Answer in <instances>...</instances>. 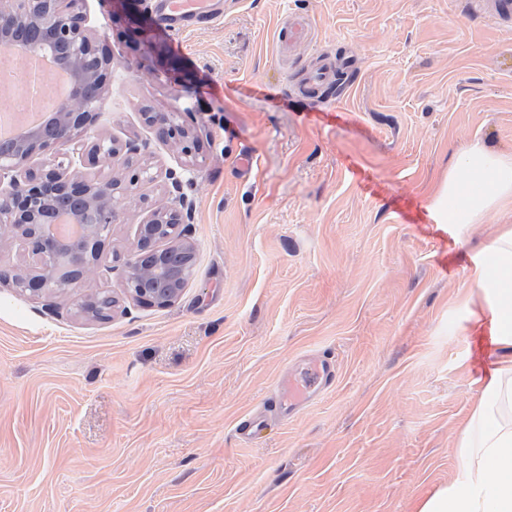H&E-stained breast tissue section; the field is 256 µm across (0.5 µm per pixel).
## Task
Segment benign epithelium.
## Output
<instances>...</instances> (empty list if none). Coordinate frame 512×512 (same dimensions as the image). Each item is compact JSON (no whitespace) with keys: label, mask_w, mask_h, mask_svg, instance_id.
<instances>
[{"label":"benign epithelium","mask_w":512,"mask_h":512,"mask_svg":"<svg viewBox=\"0 0 512 512\" xmlns=\"http://www.w3.org/2000/svg\"><path fill=\"white\" fill-rule=\"evenodd\" d=\"M82 0H0V47L20 40L28 47V62L57 47L72 73L68 98L52 112L46 126L0 141V251L18 244L35 260L28 267L0 266V287L18 288L37 298H57L99 269L103 247L121 221L119 198L134 199L139 185L153 179L151 166L138 160L140 149L93 131L100 94L112 75V56L102 40L89 32L81 13ZM148 122L163 137L198 162L199 136L191 112H147ZM54 153L34 167V155ZM105 165L109 173L87 178L78 165ZM173 191L167 201L145 204L147 217L137 225L133 246L112 250L107 270L122 271L121 295L98 290L75 303L76 313L102 320L121 302L163 308L175 303L195 269L196 245L187 222L188 204L180 193L182 180L166 173ZM70 199L79 205L74 216L82 227L72 241L55 236L45 216L53 202ZM112 300L101 309V295Z\"/></svg>","instance_id":"obj_1"}]
</instances>
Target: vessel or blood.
I'll return each mask as SVG.
<instances>
[{
  "label": "vessel or blood",
  "mask_w": 512,
  "mask_h": 512,
  "mask_svg": "<svg viewBox=\"0 0 512 512\" xmlns=\"http://www.w3.org/2000/svg\"><path fill=\"white\" fill-rule=\"evenodd\" d=\"M467 13L497 27L512 29V0H467ZM217 17L213 0H165L158 24L168 34L179 36L189 30L192 23L202 19L213 21ZM310 31L311 25L306 18L290 16L287 25L277 34L280 51L290 52L307 44ZM334 76L333 67L321 63L306 73L300 91L309 97L316 96ZM335 380L336 368L330 358L324 354L312 356L300 373L280 379L268 409L280 415L290 414L330 389Z\"/></svg>",
  "instance_id": "obj_1"
}]
</instances>
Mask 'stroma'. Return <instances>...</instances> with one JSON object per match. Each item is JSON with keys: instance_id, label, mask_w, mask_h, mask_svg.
<instances>
[{"instance_id": "stroma-1", "label": "stroma", "mask_w": 512, "mask_h": 512, "mask_svg": "<svg viewBox=\"0 0 512 512\" xmlns=\"http://www.w3.org/2000/svg\"><path fill=\"white\" fill-rule=\"evenodd\" d=\"M217 2L176 42L161 0L83 4L114 63L96 130L141 146L150 200L182 173L196 269L175 304L106 321L0 288V512H415L460 464L491 361L466 268L493 227L425 201L459 144L512 153V30L464 0ZM291 14L312 40L286 58ZM321 58L337 86L305 98ZM186 111L193 168L144 119ZM324 351L335 385L268 413ZM248 415L265 423L243 441Z\"/></svg>"}]
</instances>
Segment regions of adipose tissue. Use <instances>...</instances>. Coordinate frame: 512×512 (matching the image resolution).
Returning a JSON list of instances; mask_svg holds the SVG:
<instances>
[{
	"instance_id": "obj_1",
	"label": "adipose tissue",
	"mask_w": 512,
	"mask_h": 512,
	"mask_svg": "<svg viewBox=\"0 0 512 512\" xmlns=\"http://www.w3.org/2000/svg\"><path fill=\"white\" fill-rule=\"evenodd\" d=\"M427 209L435 223L462 228L512 212V154L477 141L461 145ZM467 280L469 321L495 361L457 435L460 466L415 512H512V224L485 241Z\"/></svg>"
}]
</instances>
